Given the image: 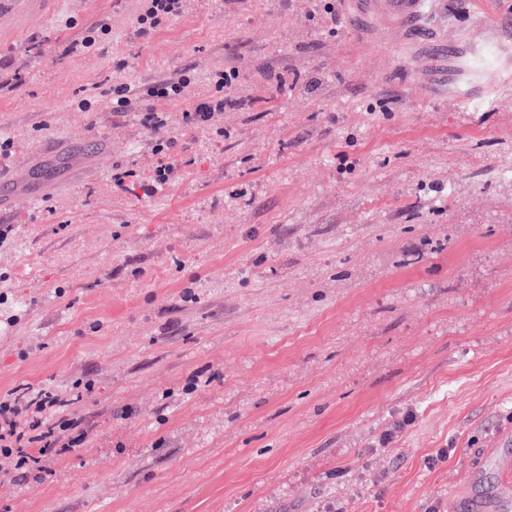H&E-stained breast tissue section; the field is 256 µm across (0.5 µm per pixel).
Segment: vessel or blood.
I'll use <instances>...</instances> for the list:
<instances>
[{
  "mask_svg": "<svg viewBox=\"0 0 512 512\" xmlns=\"http://www.w3.org/2000/svg\"><path fill=\"white\" fill-rule=\"evenodd\" d=\"M425 0H347L349 22L363 32L390 29L407 42L418 43L426 35L420 25ZM471 512H512V493L498 491L489 497H472Z\"/></svg>",
  "mask_w": 512,
  "mask_h": 512,
  "instance_id": "vessel-or-blood-1",
  "label": "vessel or blood"
}]
</instances>
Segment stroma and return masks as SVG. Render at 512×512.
<instances>
[{"label": "stroma", "instance_id": "obj_1", "mask_svg": "<svg viewBox=\"0 0 512 512\" xmlns=\"http://www.w3.org/2000/svg\"><path fill=\"white\" fill-rule=\"evenodd\" d=\"M139 8L0 26V178L41 188L0 209V393L94 383L84 446L0 512H457L512 449V71H464L512 0H427L418 48L308 0H191L144 35ZM229 68L223 135L151 99L181 172L146 194L113 84L187 69L205 97ZM111 32L109 24L105 21L99 22L96 26L89 28L88 31L79 40L69 43L64 53L69 54H83L99 42L103 36H107Z\"/></svg>", "mask_w": 512, "mask_h": 512}]
</instances>
